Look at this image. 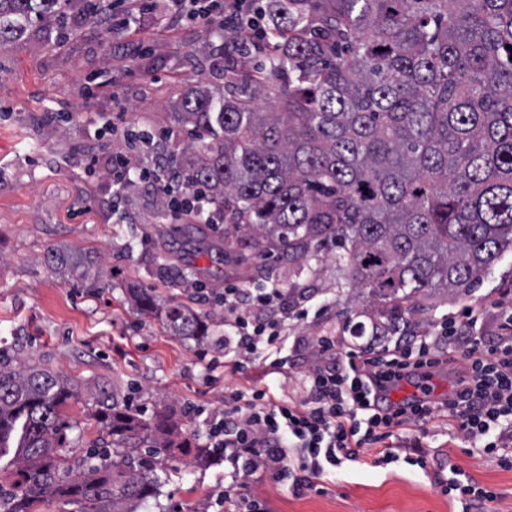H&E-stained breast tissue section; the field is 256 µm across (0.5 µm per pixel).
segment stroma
<instances>
[{"instance_id":"obj_1","label":"stroma","mask_w":512,"mask_h":512,"mask_svg":"<svg viewBox=\"0 0 512 512\" xmlns=\"http://www.w3.org/2000/svg\"><path fill=\"white\" fill-rule=\"evenodd\" d=\"M72 28L60 47L53 34L33 28L0 48V350L81 386L68 432L74 448L90 438L89 416L106 393L150 410L176 407L183 432L201 445L230 392L266 386L275 398L304 401L302 382L319 338H333L340 351L366 347L383 322L379 301L351 286L344 248L327 243L305 268L274 249L237 247L220 260L172 224H157L152 194L133 187L118 196L112 189L109 162L127 152L125 131L174 127L169 103L187 81L223 86L208 48L218 40L215 26L160 22L150 13L110 33L81 18ZM128 45L143 46V54L128 56ZM118 112L124 122L116 127ZM92 157L98 163L91 167ZM51 250L66 258V268L48 265ZM186 254L192 262L182 267L184 281L162 280L159 266ZM69 268L87 272L82 286L72 287ZM270 274L290 294L310 298L308 319L288 328L293 367L283 374L273 372L266 352L235 374L200 360L203 351L224 356L220 307L208 308L210 331L199 341L172 335L163 316L139 314L129 298L131 289L150 288L159 305H191L193 283L220 291L228 282L263 283ZM467 306L480 313L477 338L495 339L502 313L512 308V248L470 291L420 300L414 328L434 329ZM449 467L496 491L500 512H512V468L472 452L464 432L443 417L425 429L396 427L358 461L327 469L318 489L296 492L267 475L245 479L238 493L267 512H460L437 484ZM155 475L160 494L138 512H221L223 462H165Z\"/></svg>"}]
</instances>
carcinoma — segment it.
<instances>
[{"label": "carcinoma", "instance_id": "1", "mask_svg": "<svg viewBox=\"0 0 512 512\" xmlns=\"http://www.w3.org/2000/svg\"><path fill=\"white\" fill-rule=\"evenodd\" d=\"M76 0H0V45L36 26L67 37ZM269 0V53L226 77L224 93L188 84L174 103L187 138L169 154L186 186L206 189L224 218L207 243L273 246L300 266L321 244H343L353 286L391 304V325L437 290L474 286L512 247V0ZM282 82L277 107L261 95ZM164 314L176 336L209 324L189 305ZM78 384L0 354V461L13 468L0 512H137L158 495L164 456L189 466L192 445L171 410L150 417L129 401L91 415L98 436L61 453Z\"/></svg>", "mask_w": 512, "mask_h": 512}]
</instances>
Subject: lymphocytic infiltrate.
I'll return each instance as SVG.
<instances>
[{"label": "lymphocytic infiltrate", "mask_w": 512, "mask_h": 512, "mask_svg": "<svg viewBox=\"0 0 512 512\" xmlns=\"http://www.w3.org/2000/svg\"><path fill=\"white\" fill-rule=\"evenodd\" d=\"M172 19L208 20L216 28L242 25L246 0H171ZM205 302L224 308L228 339L237 352L225 361L231 372L243 369L242 356L261 348H276L288 331L289 321L308 316L307 309L290 308L279 281L268 279L260 287L228 283L221 297L199 289ZM476 315L462 310L439 330L418 333L409 327L395 331L393 346L363 354H339L332 340L318 342L322 362L306 374L303 402L274 400L268 390H254L250 399L231 393L232 407L212 420L207 446L213 457L231 466L233 482L254 475H273L293 490L312 486L325 470L343 461L358 460L368 445L390 437L402 424L425 426L434 411L458 421L473 451L512 467V314L504 316L499 336L490 343L474 337ZM467 344V370L457 388L438 406L413 408L389 401V383L438 365L449 347ZM231 486L220 497L226 512H265L261 502L234 495Z\"/></svg>", "instance_id": "1"}]
</instances>
